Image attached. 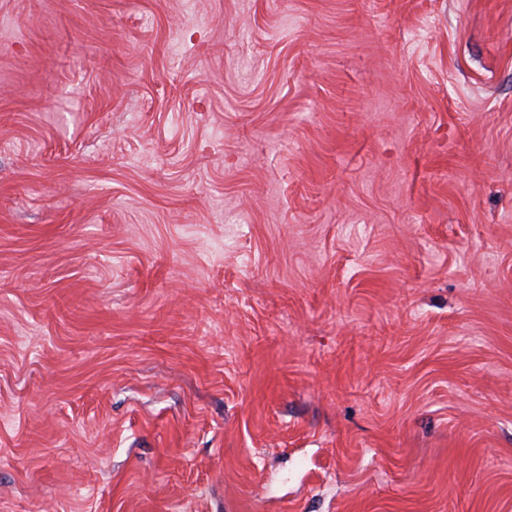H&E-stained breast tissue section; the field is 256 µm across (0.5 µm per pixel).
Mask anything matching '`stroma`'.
<instances>
[{"mask_svg":"<svg viewBox=\"0 0 512 512\" xmlns=\"http://www.w3.org/2000/svg\"><path fill=\"white\" fill-rule=\"evenodd\" d=\"M0 512H512V0H0Z\"/></svg>","mask_w":512,"mask_h":512,"instance_id":"35a3bbf8","label":"stroma"}]
</instances>
